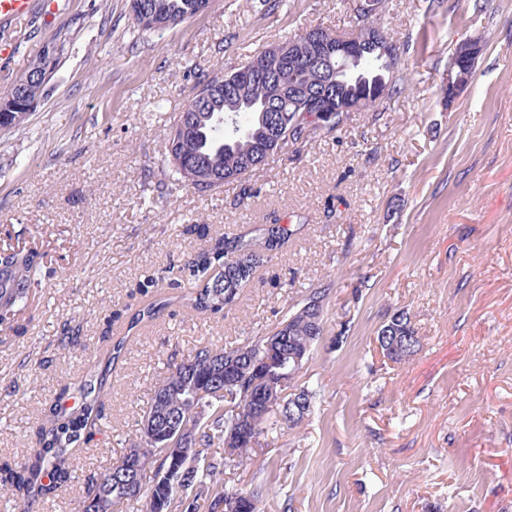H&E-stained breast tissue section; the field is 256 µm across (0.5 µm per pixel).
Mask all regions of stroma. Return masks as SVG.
I'll use <instances>...</instances> for the list:
<instances>
[{
  "label": "stroma",
  "mask_w": 512,
  "mask_h": 512,
  "mask_svg": "<svg viewBox=\"0 0 512 512\" xmlns=\"http://www.w3.org/2000/svg\"><path fill=\"white\" fill-rule=\"evenodd\" d=\"M65 2L49 25L0 21L16 43L0 94L66 42L26 124L0 131V245L42 246L54 271L25 335L0 342V458L30 448L59 383L103 358L111 312L126 349L80 479L123 457L170 363L273 331L320 288L323 335L294 384L314 412L224 468L225 488L260 489V512H512V0H384L398 94L210 194L172 190L163 155L199 74L309 27L352 36L356 0H209L147 31L129 0ZM467 38L482 52L450 101L448 58ZM276 219L296 230L287 250L223 317L172 300L170 261L205 245L194 225L254 236ZM148 275L150 296L135 288ZM153 298L167 308L136 321ZM402 311L421 345L396 363L377 336Z\"/></svg>",
  "instance_id": "1"
}]
</instances>
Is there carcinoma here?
Listing matches in <instances>:
<instances>
[{
  "label": "carcinoma",
  "instance_id": "obj_1",
  "mask_svg": "<svg viewBox=\"0 0 512 512\" xmlns=\"http://www.w3.org/2000/svg\"><path fill=\"white\" fill-rule=\"evenodd\" d=\"M208 0H130L135 25L141 30H152V14L157 12L168 19V24L182 23L205 9ZM379 27L376 20L362 24L359 41L361 59H336V35L316 27L313 34L320 41L322 56L309 53L292 60L276 59L265 49L250 61L230 70L217 68L198 77L192 95L181 112L173 116L171 131L165 142V160L173 168L176 186L191 188L199 193L218 192L224 185L239 181L263 170L268 158L288 152V146L305 139L309 127L307 116L290 92L320 86L326 73L333 74L332 91L323 106L329 113L344 106L365 109L376 103L375 93L384 96L397 92L391 73L397 63L398 48L391 43L380 46L370 42V29ZM476 41L465 40L455 49L449 60L458 63L464 82L473 76L478 53ZM53 63L44 54L33 60L24 76L8 92L0 96V128L11 129L27 122L33 103L46 92L47 73ZM246 69L249 81L242 84L228 82V78ZM200 238H210V244L188 262L192 280L187 304L196 313L222 316L224 309L233 306L246 284L236 280V265L244 263L256 269L270 263L286 247L293 236L288 224L274 220L266 224L256 238L226 233L210 236V225L196 224ZM46 253L37 247L0 249V326L16 336L25 333L20 319L33 307V287L44 265ZM324 296L314 291L305 303L286 317L281 325L283 358L266 366L267 382L261 392L251 395L258 401L276 405L277 411L254 430H245L241 405L248 395L246 373L264 358L268 335H256L243 344L215 348L204 345L196 348L185 359L168 367L167 374L154 386L153 395L144 411L141 423L152 418L159 422L171 420L169 408L193 423L198 452L186 463L185 483L181 489L166 493L163 488L144 482L138 489H126L112 482L103 468L74 489L76 452L82 444L96 440L105 427L109 414V394L106 390V371L121 356L126 338L116 341L109 336L112 317L106 318L103 338L113 341L101 370L88 372L59 385L54 400L45 403L31 429L33 448L19 458L0 462V489L12 495L18 512L44 509L54 504L69 490H76L75 512H116L118 506L135 503L140 512H153L151 502L164 501L165 512H198V500L213 494L209 512H215L217 503L231 494L219 487L220 470L209 456L214 442H225L235 433L244 434L238 461L248 455L261 438L288 421V405L280 403L281 373L288 370L292 353L310 354L322 334ZM393 326L403 337L399 346L386 356L402 361L413 356L420 346L419 336L405 313L392 317L382 331ZM236 357L239 365L235 375L222 380L214 378L212 368L217 363ZM194 383L211 386L224 393L211 399L201 410L183 400L184 385ZM74 400L75 406L64 407ZM164 441L139 428V434L130 444L125 457L140 466L142 471L157 473L166 467L171 456L163 448Z\"/></svg>",
  "mask_w": 512,
  "mask_h": 512
}]
</instances>
